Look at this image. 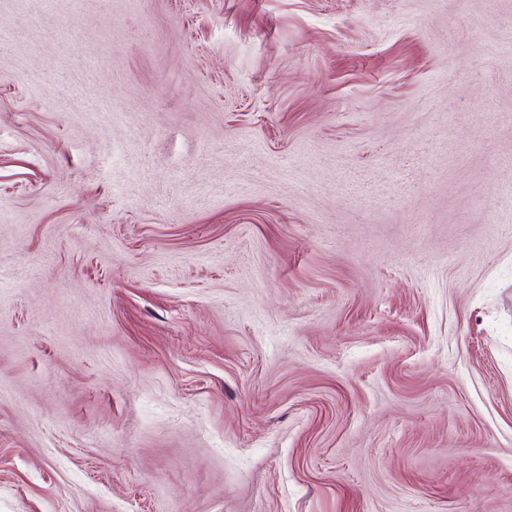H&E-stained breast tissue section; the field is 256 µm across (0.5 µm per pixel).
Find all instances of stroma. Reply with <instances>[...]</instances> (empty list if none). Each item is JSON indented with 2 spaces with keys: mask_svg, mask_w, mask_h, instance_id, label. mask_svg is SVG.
<instances>
[{
  "mask_svg": "<svg viewBox=\"0 0 512 512\" xmlns=\"http://www.w3.org/2000/svg\"><path fill=\"white\" fill-rule=\"evenodd\" d=\"M0 512H512V0H0Z\"/></svg>",
  "mask_w": 512,
  "mask_h": 512,
  "instance_id": "1",
  "label": "stroma"
}]
</instances>
